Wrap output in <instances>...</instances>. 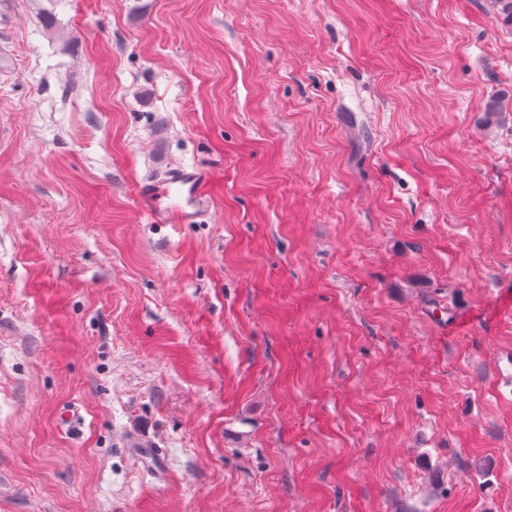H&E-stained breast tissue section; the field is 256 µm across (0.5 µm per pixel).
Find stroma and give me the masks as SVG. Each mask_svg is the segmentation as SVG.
Wrapping results in <instances>:
<instances>
[{"label":"stroma","mask_w":512,"mask_h":512,"mask_svg":"<svg viewBox=\"0 0 512 512\" xmlns=\"http://www.w3.org/2000/svg\"><path fill=\"white\" fill-rule=\"evenodd\" d=\"M0 512H512L491 0H0ZM209 185L204 168L170 169L163 179H145L138 185L137 206L157 223L192 224L209 208Z\"/></svg>","instance_id":"obj_1"}]
</instances>
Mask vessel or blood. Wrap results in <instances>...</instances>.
<instances>
[{"label":"vessel or blood","mask_w":512,"mask_h":512,"mask_svg":"<svg viewBox=\"0 0 512 512\" xmlns=\"http://www.w3.org/2000/svg\"><path fill=\"white\" fill-rule=\"evenodd\" d=\"M210 174L197 167L168 170L164 178L142 181L136 190L138 208L155 222L191 224L209 208Z\"/></svg>","instance_id":"1"}]
</instances>
